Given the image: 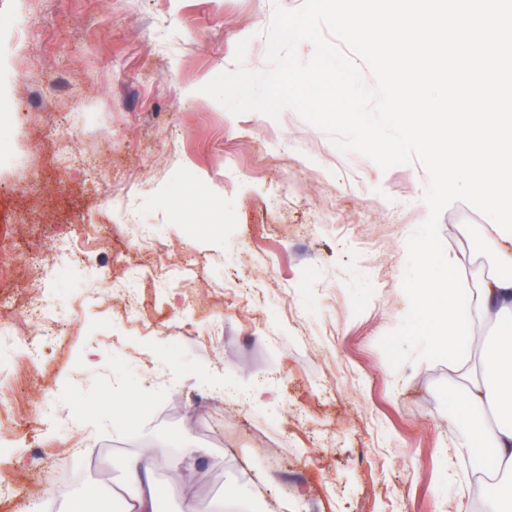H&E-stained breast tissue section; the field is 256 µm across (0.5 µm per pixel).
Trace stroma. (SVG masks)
I'll return each mask as SVG.
<instances>
[{
  "instance_id": "35a3bbf8",
  "label": "stroma",
  "mask_w": 512,
  "mask_h": 512,
  "mask_svg": "<svg viewBox=\"0 0 512 512\" xmlns=\"http://www.w3.org/2000/svg\"><path fill=\"white\" fill-rule=\"evenodd\" d=\"M277 2L303 0H0L23 32L0 30V100L54 116L0 118V512H65L90 486L120 512L121 464L145 448L159 512H217L235 491L257 512H482L492 469L456 453L471 435L447 362L395 368L380 345L408 309L424 165L383 170L293 109L235 116L201 91L266 69ZM483 222L463 202L439 220L471 276L497 267ZM188 261L190 283L141 290L143 321L106 297L125 267ZM38 297L59 316L30 369L11 343ZM106 393L148 408L107 421ZM54 467L76 485L58 492Z\"/></svg>"
}]
</instances>
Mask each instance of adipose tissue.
Wrapping results in <instances>:
<instances>
[{"instance_id":"adipose-tissue-1","label":"adipose tissue","mask_w":512,"mask_h":512,"mask_svg":"<svg viewBox=\"0 0 512 512\" xmlns=\"http://www.w3.org/2000/svg\"><path fill=\"white\" fill-rule=\"evenodd\" d=\"M482 238L500 242L499 268L474 278L462 300L456 284L464 261L451 259L443 278L418 289L410 312L422 318L425 335L447 350L452 379L469 381L457 404L456 420L480 435L494 461L495 483L482 512H512V240H500L488 225ZM475 319L498 327L484 348V375L479 380L469 379L470 360L460 350ZM117 495L123 512H157L158 489L149 451L125 461Z\"/></svg>"}]
</instances>
